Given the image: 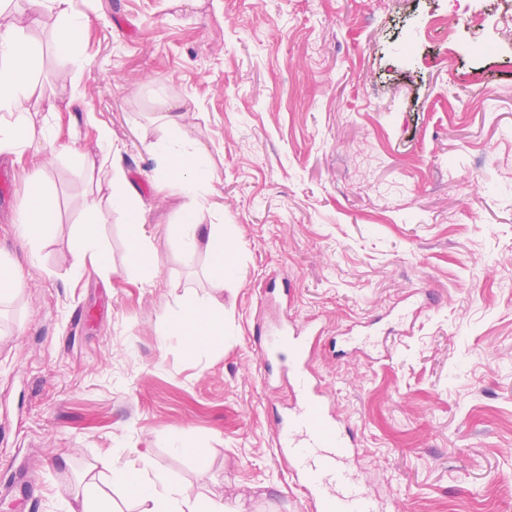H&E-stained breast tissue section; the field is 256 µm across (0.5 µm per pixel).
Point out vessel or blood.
<instances>
[{
    "mask_svg": "<svg viewBox=\"0 0 512 512\" xmlns=\"http://www.w3.org/2000/svg\"><path fill=\"white\" fill-rule=\"evenodd\" d=\"M263 377L279 373L288 389L287 414L278 416L274 443L312 512H383L360 477V454L351 425L334 410L312 366L309 323L284 312L276 329L258 330Z\"/></svg>",
    "mask_w": 512,
    "mask_h": 512,
    "instance_id": "vessel-or-blood-1",
    "label": "vessel or blood"
}]
</instances>
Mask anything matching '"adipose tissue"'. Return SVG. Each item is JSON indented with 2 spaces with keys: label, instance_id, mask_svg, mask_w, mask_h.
I'll return each instance as SVG.
<instances>
[{
  "label": "adipose tissue",
  "instance_id": "1",
  "mask_svg": "<svg viewBox=\"0 0 512 512\" xmlns=\"http://www.w3.org/2000/svg\"><path fill=\"white\" fill-rule=\"evenodd\" d=\"M57 16V50L74 56L89 27V17L80 16L72 9V0H0V153L9 152L16 158L36 159L40 168H47L59 152L57 138L48 131H35L31 121L30 69L31 46L23 35L20 18L43 11ZM161 174L155 187L161 192H177L197 198L206 189L195 150L186 145H163L159 148ZM109 183L112 208L124 211L127 234L132 245L128 261L129 272L136 277H150L144 263L150 244L135 195L127 186L124 170L118 163L109 165ZM98 206H85L84 220L75 235L72 247L73 266L104 275L112 269V258L101 244L95 226ZM179 247L185 260H192L199 248H206L211 257L209 277L214 288L224 286V227L220 224H202L194 212H187L179 226ZM186 352L194 354L219 350L224 343V305L216 299H194L187 302L174 317L170 331ZM102 469L118 470L126 490L142 504L143 512H184L168 480L162 473H150L149 460L140 466L116 468L115 458L102 456Z\"/></svg>",
  "mask_w": 512,
  "mask_h": 512
}]
</instances>
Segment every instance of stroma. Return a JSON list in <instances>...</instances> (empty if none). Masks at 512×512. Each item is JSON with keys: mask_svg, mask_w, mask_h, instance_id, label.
<instances>
[{"mask_svg": "<svg viewBox=\"0 0 512 512\" xmlns=\"http://www.w3.org/2000/svg\"><path fill=\"white\" fill-rule=\"evenodd\" d=\"M504 6L73 0L91 19L75 58L57 54L53 14L24 17L32 121L67 150L42 173L0 154V262L26 279L0 298V512H67L93 482L113 512H138L100 471L112 451L226 512H307L273 444L288 398L253 340L284 275L298 318L323 328L314 366L375 494L396 512H512V36L467 25ZM436 15L456 34L429 28ZM173 100L207 163L199 217L224 226L220 290L206 250L178 248L189 198L154 186ZM103 130L143 204L148 281L127 274L126 216L107 207L113 272L72 268L86 202L111 193L81 160ZM35 191L55 222L33 243L20 217ZM190 295L223 302L222 349L169 340ZM370 323L387 357L334 358L336 336Z\"/></svg>", "mask_w": 512, "mask_h": 512, "instance_id": "1", "label": "stroma"}]
</instances>
